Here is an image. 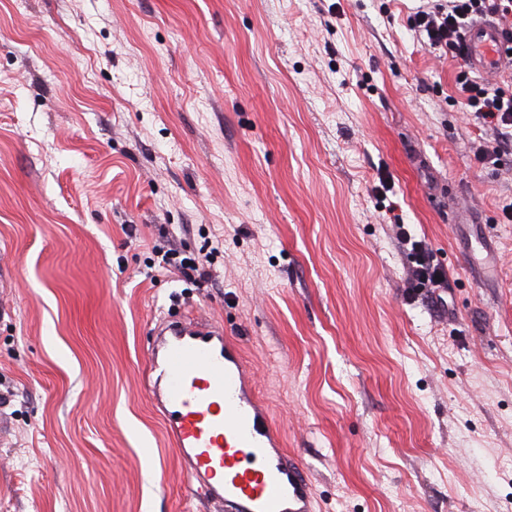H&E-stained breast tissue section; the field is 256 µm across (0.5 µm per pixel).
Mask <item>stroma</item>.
I'll list each match as a JSON object with an SVG mask.
<instances>
[{"label":"stroma","mask_w":512,"mask_h":512,"mask_svg":"<svg viewBox=\"0 0 512 512\" xmlns=\"http://www.w3.org/2000/svg\"><path fill=\"white\" fill-rule=\"evenodd\" d=\"M425 3L0 0V512H212L146 389L194 310L313 512H512V153ZM406 226L396 224V236L400 245L415 255L416 265L411 271V277L416 282V288H421V291L441 288L448 280L447 272L434 263L426 242L417 240ZM166 248V249H165ZM159 251L163 252L162 268L168 271H177L178 273L190 277L194 272L198 273L199 277L204 276V260L196 257H182L179 251L165 245L159 246Z\"/></svg>","instance_id":"stroma-1"}]
</instances>
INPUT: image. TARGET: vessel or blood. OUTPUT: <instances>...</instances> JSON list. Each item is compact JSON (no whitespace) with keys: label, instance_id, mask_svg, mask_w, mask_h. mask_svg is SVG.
I'll use <instances>...</instances> for the list:
<instances>
[{"label":"vessel or blood","instance_id":"1","mask_svg":"<svg viewBox=\"0 0 512 512\" xmlns=\"http://www.w3.org/2000/svg\"><path fill=\"white\" fill-rule=\"evenodd\" d=\"M463 54L477 71L496 74L497 26L473 24ZM148 388L193 494L231 512H312V483L283 451L220 323L186 318L162 328L149 353Z\"/></svg>","mask_w":512,"mask_h":512}]
</instances>
